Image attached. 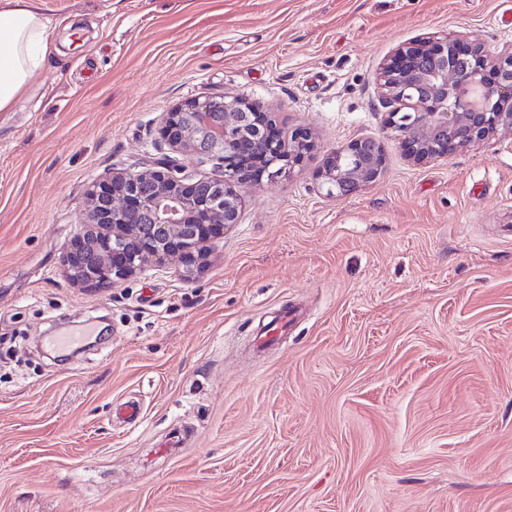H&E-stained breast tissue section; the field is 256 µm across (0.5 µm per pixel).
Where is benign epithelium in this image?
<instances>
[{
    "label": "benign epithelium",
    "instance_id": "7a95c632",
    "mask_svg": "<svg viewBox=\"0 0 512 512\" xmlns=\"http://www.w3.org/2000/svg\"><path fill=\"white\" fill-rule=\"evenodd\" d=\"M374 83L388 107L387 128L416 164L512 130V45L490 50L435 33L399 47ZM163 135L173 154L87 186L86 220L61 257L72 281L105 290L172 257L184 277L201 273L216 241L239 223L241 188L263 173L273 178L302 165L318 149L310 130L286 134L270 113L241 97L186 101L165 113ZM185 157L212 164L222 176L197 177ZM386 161L380 140L355 139L323 156L321 188L348 197L376 181Z\"/></svg>",
    "mask_w": 512,
    "mask_h": 512
}]
</instances>
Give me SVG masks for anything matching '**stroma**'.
I'll list each match as a JSON object with an SVG mask.
<instances>
[{"mask_svg": "<svg viewBox=\"0 0 512 512\" xmlns=\"http://www.w3.org/2000/svg\"><path fill=\"white\" fill-rule=\"evenodd\" d=\"M41 2L74 25L0 113V512H512V132L411 163L373 81L429 33L512 43V0ZM216 96L318 154L243 187L193 280L64 276L87 185ZM369 136L383 173L327 196L323 153ZM83 325L99 342L57 361Z\"/></svg>", "mask_w": 512, "mask_h": 512, "instance_id": "stroma-1", "label": "stroma"}]
</instances>
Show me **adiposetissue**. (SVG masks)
I'll return each mask as SVG.
<instances>
[{
  "instance_id": "ef3b65f1",
  "label": "adipose tissue",
  "mask_w": 512,
  "mask_h": 512,
  "mask_svg": "<svg viewBox=\"0 0 512 512\" xmlns=\"http://www.w3.org/2000/svg\"><path fill=\"white\" fill-rule=\"evenodd\" d=\"M39 0H0V112L18 110L51 50Z\"/></svg>"
}]
</instances>
